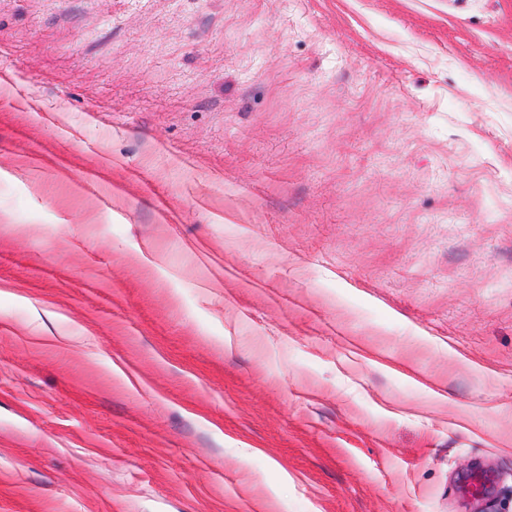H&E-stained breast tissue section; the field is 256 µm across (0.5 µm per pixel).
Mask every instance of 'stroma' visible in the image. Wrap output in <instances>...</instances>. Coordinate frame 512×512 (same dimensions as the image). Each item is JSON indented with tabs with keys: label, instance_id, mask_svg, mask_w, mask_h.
I'll use <instances>...</instances> for the list:
<instances>
[{
	"label": "stroma",
	"instance_id": "1",
	"mask_svg": "<svg viewBox=\"0 0 512 512\" xmlns=\"http://www.w3.org/2000/svg\"><path fill=\"white\" fill-rule=\"evenodd\" d=\"M0 512H512V0H0Z\"/></svg>",
	"mask_w": 512,
	"mask_h": 512
}]
</instances>
